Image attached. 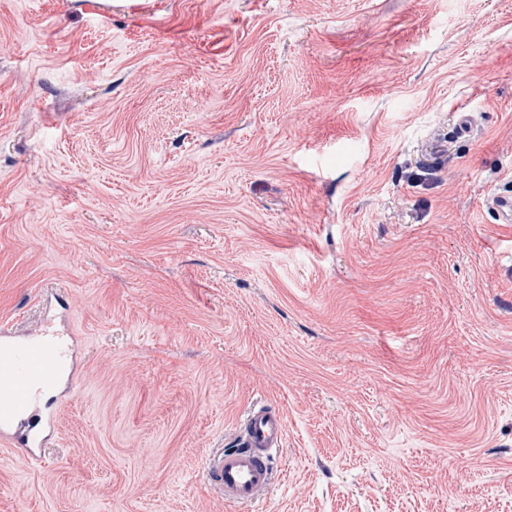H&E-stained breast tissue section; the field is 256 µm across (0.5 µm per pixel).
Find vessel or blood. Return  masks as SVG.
Here are the masks:
<instances>
[{"label":"vessel or blood","instance_id":"vessel-or-blood-1","mask_svg":"<svg viewBox=\"0 0 512 512\" xmlns=\"http://www.w3.org/2000/svg\"><path fill=\"white\" fill-rule=\"evenodd\" d=\"M58 363V358L35 343L0 345V437L14 440L26 454L46 444L34 408ZM285 436V419L277 407H253L241 425L240 447L209 457L207 484L230 505L259 501L276 483L271 458L282 448Z\"/></svg>","mask_w":512,"mask_h":512}]
</instances>
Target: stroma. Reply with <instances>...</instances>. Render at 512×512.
Here are the masks:
<instances>
[{
  "label": "stroma",
  "instance_id": "stroma-1",
  "mask_svg": "<svg viewBox=\"0 0 512 512\" xmlns=\"http://www.w3.org/2000/svg\"><path fill=\"white\" fill-rule=\"evenodd\" d=\"M473 118L459 134V113ZM512 0H0V326L78 364L0 512H512ZM285 436V419L277 407H253L241 425V448L218 450L207 460V484L226 504L259 501L276 483L271 458L283 447Z\"/></svg>",
  "mask_w": 512,
  "mask_h": 512
}]
</instances>
